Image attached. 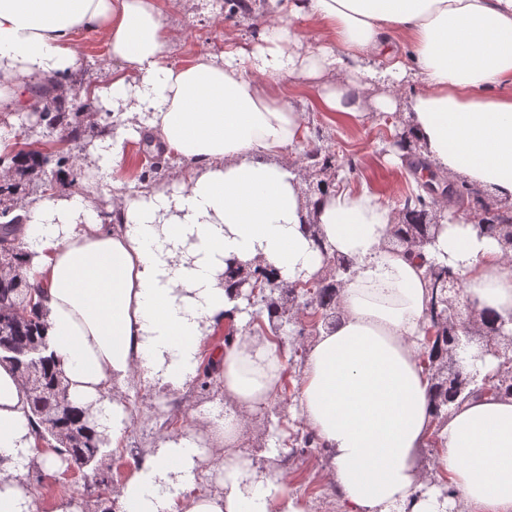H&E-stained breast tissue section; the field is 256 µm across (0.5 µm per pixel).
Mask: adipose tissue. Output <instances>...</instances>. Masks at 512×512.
<instances>
[{
    "instance_id": "adipose-tissue-1",
    "label": "adipose tissue",
    "mask_w": 512,
    "mask_h": 512,
    "mask_svg": "<svg viewBox=\"0 0 512 512\" xmlns=\"http://www.w3.org/2000/svg\"><path fill=\"white\" fill-rule=\"evenodd\" d=\"M310 22L309 33L292 21ZM259 41L224 36L222 56L170 63L158 0H0V112L18 111L19 79L65 81L81 65L75 32L106 42L112 81L97 96L122 108L126 132L190 164L179 187L153 186L112 206L111 223L80 195L22 208L31 284L42 299L48 353L76 409L120 439L129 412L120 392L132 372L156 390H184L202 343L223 323L245 321V301L224 278L231 263L290 285L351 259L336 292L340 315L308 350L299 408L348 512H446L417 458L434 419L418 359L430 324L429 264L462 272L465 297L485 320L512 329V269L498 235L453 219L421 257L391 246V208L339 182L303 202L287 154L304 136L282 79L321 81L325 111L362 121L363 93L382 112L402 111L398 156L421 155L512 202V0H267ZM317 49L304 50L306 39ZM406 41L411 60L398 58ZM414 88L407 102L390 87ZM225 411L205 432L184 431L135 465L114 496L116 512H307L281 473L239 448V409L267 405L285 364L276 346L242 331L223 355ZM31 401L0 363V512H36L26 474L58 463L38 452ZM449 480L477 512H512V396L493 390L452 408L440 431ZM224 448L218 492L187 498L213 446Z\"/></svg>"
}]
</instances>
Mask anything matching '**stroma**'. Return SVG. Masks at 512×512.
<instances>
[{
    "instance_id": "1",
    "label": "stroma",
    "mask_w": 512,
    "mask_h": 512,
    "mask_svg": "<svg viewBox=\"0 0 512 512\" xmlns=\"http://www.w3.org/2000/svg\"><path fill=\"white\" fill-rule=\"evenodd\" d=\"M264 3L265 0H193L192 4L182 6L175 0H164L165 23L172 37L171 62L183 63L206 53L221 54L224 34L229 30L258 40L262 33L259 21L264 17ZM75 38L83 50V63L67 81L69 93L62 108L52 112L58 120L57 128L41 123L32 112H0V141L24 144L28 149L44 152L61 129L80 128L88 140L93 141L102 127L119 124V114H107L105 107L92 98L94 90L108 85L112 77V60L104 40L85 30L77 32ZM280 90L296 101L301 122L308 132L300 148L289 156L302 199H310L322 183L336 180L354 189L368 187L387 202L395 217H402L406 198L420 193L424 174L423 161L407 157L397 162L392 158V149L405 135L402 113L372 108L362 122L354 123L324 111L320 105V88L314 83L291 80L281 84ZM122 148L126 166L114 174L90 169L87 151L77 148L55 154L52 163L44 168L29 162L17 163L11 151L1 154L0 161L9 171L10 188L0 194V210L15 211L43 199L42 183L49 180L54 184L55 193L87 197L97 210L105 212L113 200L136 196L147 186L179 184L188 169L187 164L179 162L175 156L152 149L142 139H124ZM315 150L331 161L330 168L317 175L312 172L315 158L311 153ZM466 183L463 176L451 179L447 174L437 173L438 193L430 198L428 206L433 223H444L451 210L469 219L474 212L499 207V199L488 189L464 196L458 194L452 205H445L441 189L451 185L459 190ZM338 314L335 308L325 311L307 305L305 296L301 295L294 301L280 330H272L267 323L247 322V329L275 342L286 369L281 389L270 404L245 414L239 448L256 459L263 449H276L279 469L288 476L290 494L299 495L305 488L311 496L324 499L326 507L333 512H347L334 485L307 482L310 470L307 457L310 452L319 451L320 446L304 445L303 438L310 429L299 415L307 351L319 332L332 325ZM227 334V327L220 326L214 335L206 338L198 375L185 392L162 394L146 385L139 375H132L122 393L130 414V426L118 447L106 448L100 455L96 469L81 470L69 460L52 472L40 466L31 467L27 480L41 492L37 512H55L60 500L82 495L84 485L94 478L114 477L124 455L131 453L139 459L147 449L157 447L184 429H205L206 423L198 415L199 408L224 402L223 378L214 358L223 350Z\"/></svg>"
}]
</instances>
